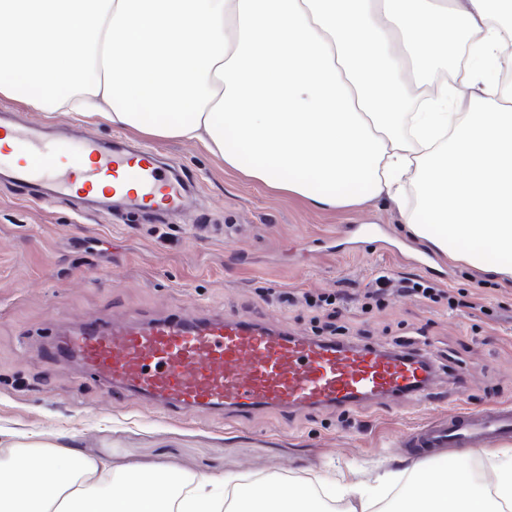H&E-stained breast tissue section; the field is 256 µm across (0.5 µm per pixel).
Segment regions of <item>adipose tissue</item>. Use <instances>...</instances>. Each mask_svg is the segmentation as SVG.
I'll return each mask as SVG.
<instances>
[{
    "label": "adipose tissue",
    "mask_w": 512,
    "mask_h": 512,
    "mask_svg": "<svg viewBox=\"0 0 512 512\" xmlns=\"http://www.w3.org/2000/svg\"><path fill=\"white\" fill-rule=\"evenodd\" d=\"M0 40V97L197 142L321 209L388 199L435 251L512 279V0H0ZM467 461L390 499L251 480L221 510L210 476L24 437L0 458V512H512V453L492 492Z\"/></svg>",
    "instance_id": "obj_1"
}]
</instances>
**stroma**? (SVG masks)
Masks as SVG:
<instances>
[{"instance_id":"1","label":"stroma","mask_w":512,"mask_h":512,"mask_svg":"<svg viewBox=\"0 0 512 512\" xmlns=\"http://www.w3.org/2000/svg\"><path fill=\"white\" fill-rule=\"evenodd\" d=\"M126 139L172 161L189 182L182 215H78L69 202L38 204L0 181V432L38 433L116 466L219 477L313 480L351 470L373 484L414 469L398 440L436 414L433 405L400 400L305 411L286 425L260 413L228 427L219 417L168 418L132 401L107 408L99 382L41 354L73 315L104 324L120 309L156 317L213 305L257 317L275 311L286 328L304 331L305 310L264 302L255 288L355 291L382 271L475 294L489 312L399 296L373 311L352 302L338 321L357 342L412 340L440 367L449 405L512 401V282L441 255L423 272L379 250L373 236L349 233L353 224H382L392 244L427 253L390 203L318 210L226 171L195 143L131 132Z\"/></svg>"}]
</instances>
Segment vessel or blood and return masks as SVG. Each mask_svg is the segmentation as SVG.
<instances>
[{
    "label": "vessel or blood",
    "instance_id": "1",
    "mask_svg": "<svg viewBox=\"0 0 512 512\" xmlns=\"http://www.w3.org/2000/svg\"><path fill=\"white\" fill-rule=\"evenodd\" d=\"M0 180L29 199L63 198L76 207L118 200L132 209L177 215L187 199L170 162L112 139L64 141L0 113ZM59 357L103 380L112 400L161 413L206 414L245 423L261 412L280 418L310 409L356 408L383 400H432L434 373L402 350L348 345L286 329L274 314L255 319L210 307L109 326L80 320L55 343ZM512 435V403L455 407L400 438L416 457L449 448H485Z\"/></svg>",
    "mask_w": 512,
    "mask_h": 512
}]
</instances>
